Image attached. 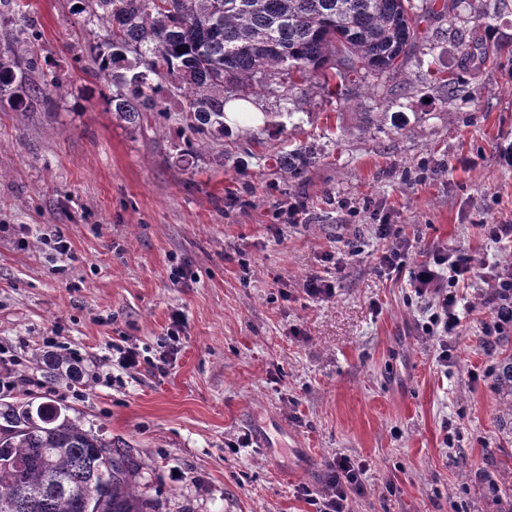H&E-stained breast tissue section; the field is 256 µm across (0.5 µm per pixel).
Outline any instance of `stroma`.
I'll return each instance as SVG.
<instances>
[{"mask_svg":"<svg viewBox=\"0 0 512 512\" xmlns=\"http://www.w3.org/2000/svg\"><path fill=\"white\" fill-rule=\"evenodd\" d=\"M28 3L40 61L68 87L48 110L0 105V350L14 359L0 407L61 405L132 448L156 512H309L296 488L323 489L337 454L367 465L350 512H501L512 491L489 486L512 469V435L494 371L512 331L486 344L493 291L473 279L440 365L423 329L432 299L379 271L373 211L413 259L435 247L505 259L484 227L512 220L499 156L512 144V0H456L462 33L493 16L478 37L496 63L460 69L447 20L429 14L430 48L396 77L359 82L345 103L297 83L259 91L255 110L290 113L285 128L225 129L198 158L175 130L117 122L88 90L75 0ZM299 143L314 160L294 176L276 159ZM184 266L191 279L176 280ZM313 275L334 281L331 298L305 294ZM175 313L166 373L117 365L127 339L154 355ZM51 334L72 350L56 370Z\"/></svg>","mask_w":512,"mask_h":512,"instance_id":"1","label":"stroma"}]
</instances>
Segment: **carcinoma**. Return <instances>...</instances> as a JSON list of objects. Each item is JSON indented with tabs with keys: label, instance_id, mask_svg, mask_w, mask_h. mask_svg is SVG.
Here are the masks:
<instances>
[{
	"label": "carcinoma",
	"instance_id": "cac0c4a2",
	"mask_svg": "<svg viewBox=\"0 0 512 512\" xmlns=\"http://www.w3.org/2000/svg\"><path fill=\"white\" fill-rule=\"evenodd\" d=\"M89 28L81 70L136 130L176 126L181 153L200 156L224 137V108L277 80L300 79L346 100L364 74L391 78L418 46L413 0H77ZM13 44L36 40L27 4L0 0ZM67 83L27 50L0 62V102L46 105ZM312 152L279 159L298 175ZM501 425L512 431V355L495 372ZM132 450L45 403L0 410V512H150Z\"/></svg>",
	"mask_w": 512,
	"mask_h": 512
}]
</instances>
